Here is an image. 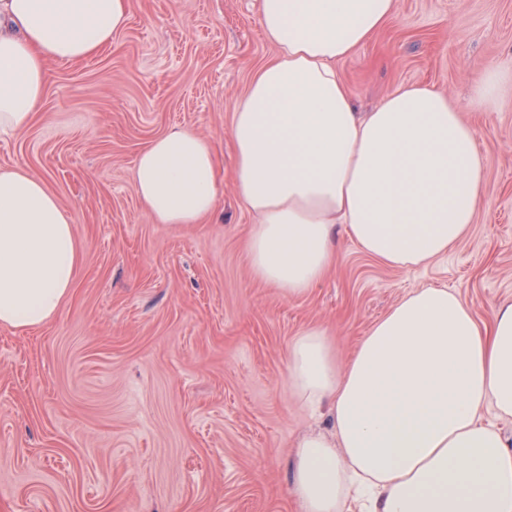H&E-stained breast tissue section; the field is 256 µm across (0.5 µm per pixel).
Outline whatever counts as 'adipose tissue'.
<instances>
[{
  "instance_id": "obj_1",
  "label": "adipose tissue",
  "mask_w": 512,
  "mask_h": 512,
  "mask_svg": "<svg viewBox=\"0 0 512 512\" xmlns=\"http://www.w3.org/2000/svg\"><path fill=\"white\" fill-rule=\"evenodd\" d=\"M395 0H259L276 50L232 114L234 180L256 222L255 278L305 295L336 263V234L400 270L447 255L475 224L487 164L464 110L512 98V65L480 67L467 107L422 84L359 111L337 65L392 19ZM130 0H0V133L35 119L54 62L111 46ZM221 183L212 144L186 128L137 155L132 189L154 223L212 216ZM80 243L46 180L0 167V326L34 329L75 287ZM288 391L329 404L333 428L295 445L298 512H512V296L481 321L460 293L431 285L379 318L340 362L326 329L288 348ZM492 419H484V411Z\"/></svg>"
}]
</instances>
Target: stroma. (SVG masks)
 <instances>
[{
	"label": "stroma",
	"instance_id": "stroma-1",
	"mask_svg": "<svg viewBox=\"0 0 512 512\" xmlns=\"http://www.w3.org/2000/svg\"><path fill=\"white\" fill-rule=\"evenodd\" d=\"M275 53L258 0H131L111 49L52 65L38 116L0 136V166L42 175L73 221L72 296L37 329L0 326V512H297L296 439L331 426L288 393V347L326 327L348 356L406 293L457 289L481 320L512 295V99L471 112L487 198L446 257L411 270L362 254L288 299L250 273L254 222L225 178L215 216L152 223L131 187L141 149L175 126L232 164L231 117ZM512 64V0H396L338 70L364 109L408 84L466 103L480 64Z\"/></svg>",
	"mask_w": 512,
	"mask_h": 512
}]
</instances>
